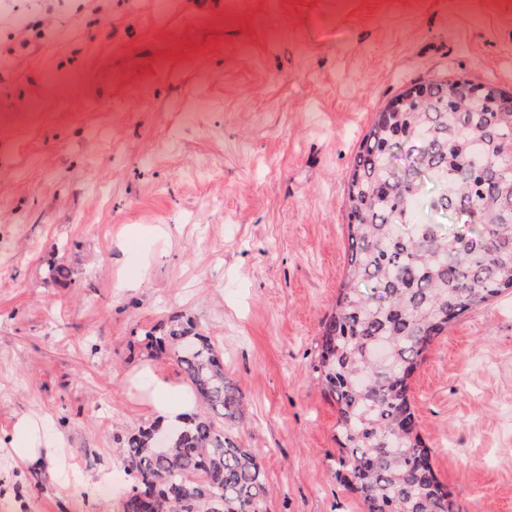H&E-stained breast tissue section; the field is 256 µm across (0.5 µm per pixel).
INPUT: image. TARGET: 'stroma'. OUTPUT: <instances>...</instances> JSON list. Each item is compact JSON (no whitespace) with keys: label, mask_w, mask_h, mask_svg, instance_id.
I'll return each instance as SVG.
<instances>
[{"label":"stroma","mask_w":512,"mask_h":512,"mask_svg":"<svg viewBox=\"0 0 512 512\" xmlns=\"http://www.w3.org/2000/svg\"><path fill=\"white\" fill-rule=\"evenodd\" d=\"M455 76L512 91V0H0V442L26 414L51 443L0 457V500L122 512L155 377L187 386L145 334L181 315L243 395L267 512H364L312 370L348 174L375 112ZM411 395L461 512H512V294L449 325Z\"/></svg>","instance_id":"stroma-1"}]
</instances>
